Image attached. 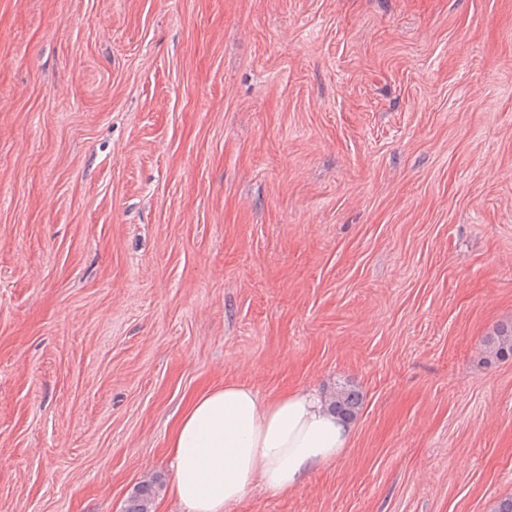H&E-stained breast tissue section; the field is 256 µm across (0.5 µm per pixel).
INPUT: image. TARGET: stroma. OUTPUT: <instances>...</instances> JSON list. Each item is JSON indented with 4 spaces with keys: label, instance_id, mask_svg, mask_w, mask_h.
<instances>
[{
    "label": "stroma",
    "instance_id": "35a3bbf8",
    "mask_svg": "<svg viewBox=\"0 0 512 512\" xmlns=\"http://www.w3.org/2000/svg\"><path fill=\"white\" fill-rule=\"evenodd\" d=\"M506 322L512 0H0V512H184L224 383L363 395L231 512H492ZM483 360L487 363L512 358V323L496 325L482 341ZM159 483L157 478L149 477L141 481L128 497L124 512H153V503Z\"/></svg>",
    "mask_w": 512,
    "mask_h": 512
}]
</instances>
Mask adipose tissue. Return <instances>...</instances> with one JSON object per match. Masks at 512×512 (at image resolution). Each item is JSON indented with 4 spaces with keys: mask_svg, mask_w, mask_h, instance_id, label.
<instances>
[{
    "mask_svg": "<svg viewBox=\"0 0 512 512\" xmlns=\"http://www.w3.org/2000/svg\"><path fill=\"white\" fill-rule=\"evenodd\" d=\"M352 435L348 420L297 389L261 398L239 383L207 389L171 434V495L184 512H231L254 487L278 495L334 461Z\"/></svg>",
    "mask_w": 512,
    "mask_h": 512,
    "instance_id": "adipose-tissue-1",
    "label": "adipose tissue"
}]
</instances>
